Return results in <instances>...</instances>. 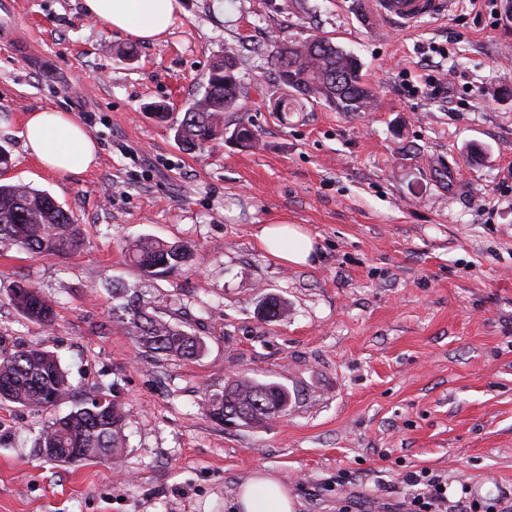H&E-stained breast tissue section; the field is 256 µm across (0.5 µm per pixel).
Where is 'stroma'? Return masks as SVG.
I'll use <instances>...</instances> for the list:
<instances>
[{
	"label": "stroma",
	"mask_w": 512,
	"mask_h": 512,
	"mask_svg": "<svg viewBox=\"0 0 512 512\" xmlns=\"http://www.w3.org/2000/svg\"><path fill=\"white\" fill-rule=\"evenodd\" d=\"M141 42L88 20L82 0H0V178L47 191L84 230L70 256L0 242V342L58 356L75 392L114 389L128 411L120 466L50 462L36 435L73 407L0 401V512H225L251 470L279 475L298 512H406L405 477L448 483V512H512V28L502 0H456L401 28L375 0H179ZM357 56L366 112H277L284 36ZM238 50L254 148L184 150L175 129L211 63ZM164 106L167 117L149 108ZM73 115L99 145L78 175L44 170L27 113ZM305 225L318 259L290 267L255 233ZM180 241L191 265L149 278L126 256ZM37 288L46 327L9 303ZM143 289L199 336L192 360L151 358L118 330L111 285ZM284 318L260 313L265 297ZM233 377L276 382L287 412L258 428L202 410Z\"/></svg>",
	"instance_id": "obj_1"
}]
</instances>
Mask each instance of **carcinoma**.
<instances>
[{"instance_id": "carcinoma-1", "label": "carcinoma", "mask_w": 512, "mask_h": 512, "mask_svg": "<svg viewBox=\"0 0 512 512\" xmlns=\"http://www.w3.org/2000/svg\"><path fill=\"white\" fill-rule=\"evenodd\" d=\"M275 80L284 90L275 104L277 112H295L307 102L323 103L338 112H365L375 95L362 80L361 62L328 38H284L275 55ZM235 49L209 70L204 94L185 112L177 128L186 149L202 147L224 138V113L239 111L246 95L235 74ZM8 240L32 254L73 255L82 245L76 216L51 195L28 185L0 184V241ZM128 257L145 273L163 277L192 260L184 244L144 237L128 249ZM10 303L27 319L51 324L53 310L42 293L17 284ZM125 334L152 358L193 359L203 352L201 338L161 318L147 300L133 294L116 316ZM287 388L274 382L229 380L224 387L204 395L203 411L213 420L237 427L262 425L281 412L279 402ZM72 395L71 385L57 357L39 345L9 349L0 345V401L22 407L48 408ZM126 413L123 403L104 399L100 391L76 401L65 416L39 432L35 447L52 448L50 460L64 463L110 460L117 463L125 452Z\"/></svg>"}]
</instances>
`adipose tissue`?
Masks as SVG:
<instances>
[{"label":"adipose tissue","mask_w":512,"mask_h":512,"mask_svg":"<svg viewBox=\"0 0 512 512\" xmlns=\"http://www.w3.org/2000/svg\"><path fill=\"white\" fill-rule=\"evenodd\" d=\"M177 0H83L85 16L141 41L159 37L171 25ZM21 135L28 153L45 169L81 174L98 162V146L87 130L66 112L28 113ZM262 247L289 266H308L316 258L315 240L302 225H260ZM233 512H296L287 485L272 472L257 469L240 482L230 501Z\"/></svg>","instance_id":"1"}]
</instances>
